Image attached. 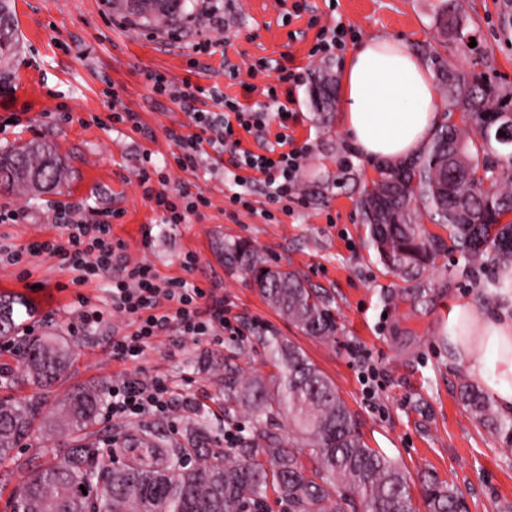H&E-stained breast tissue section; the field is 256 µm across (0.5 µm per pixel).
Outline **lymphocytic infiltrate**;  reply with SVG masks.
Returning <instances> with one entry per match:
<instances>
[{
  "instance_id": "lymphocytic-infiltrate-1",
  "label": "lymphocytic infiltrate",
  "mask_w": 512,
  "mask_h": 512,
  "mask_svg": "<svg viewBox=\"0 0 512 512\" xmlns=\"http://www.w3.org/2000/svg\"><path fill=\"white\" fill-rule=\"evenodd\" d=\"M275 70L278 83L285 92L268 87L266 95L275 101L280 133L275 145L264 153L240 149L237 131H262L266 127L265 112L244 106L237 99L224 94L218 86L204 88L184 81L180 90H172L165 76L153 75V89L160 94L174 93L181 102L195 128L194 133L168 130V137L178 146L172 168L142 166L137 181L145 198L153 201L167 224L186 223L190 216L200 214L210 201L204 191L187 189L170 193L168 185L173 171L192 172L197 169L204 147H211L216 156H228L233 169L232 179L238 192L228 197L230 214L252 211L247 187L261 183L267 191L269 207L262 213L266 221H275L277 213H290L293 207L303 205L298 191V171L303 151L294 147L293 138L286 131L293 111L289 106L295 89L305 75L302 68L283 64L270 65L258 60L252 72ZM220 104L221 109L210 112L198 108L201 99ZM84 205L73 202L53 209L50 222L57 233L47 240L22 244H0V263L18 265L31 258L46 255L57 259L68 270L74 285L81 286L111 276V307L107 311L89 308L88 298L78 295L81 308L78 321L71 323L79 333L93 323L107 317H123L126 332L113 337L112 356L123 362L142 358L146 347L162 336H177L199 342L205 339L222 341L225 333H237L224 307V294L217 288H201L181 278H160L153 265L146 261L129 262L123 255L124 245L112 236V224L102 219L89 221L83 216ZM172 402L164 378H125L113 382L109 389L106 414L112 419L137 420L150 414H165Z\"/></svg>"
}]
</instances>
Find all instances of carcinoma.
<instances>
[{"mask_svg": "<svg viewBox=\"0 0 512 512\" xmlns=\"http://www.w3.org/2000/svg\"><path fill=\"white\" fill-rule=\"evenodd\" d=\"M125 11L166 27L177 21L185 0L167 8L123 3ZM435 24L461 33L455 5L448 4ZM18 46L15 29L0 39V65H8ZM448 115L462 113L461 124L440 125L415 155L387 160L373 187L360 201L369 240L389 270L414 278L441 256L438 237L420 219L448 231L454 250L470 269H487L485 287L494 295L512 289V144L496 137L512 120V91L470 76L432 54ZM482 176H477V173ZM66 164L48 141H29L0 150V184L38 194L59 191ZM488 183L482 191L475 183ZM230 267L252 277L260 296L306 335L329 339L336 319L322 295L299 273L267 263L249 243H216ZM0 297V337L16 328V306ZM255 340L268 377L248 376L224 357V419L248 415L234 446L220 447L203 428L185 445L169 449L136 435L124 439L126 463L117 466L112 443L85 442L104 405L107 386L78 389L47 409V388L66 370L72 351L49 337L31 339L21 354L22 380L36 387L30 396L0 400V462L31 437L44 411L55 418L72 450L57 459L43 449L21 463L27 470L13 491V512H264L269 495L282 512H417L411 484L402 468L370 447L333 382L287 338L257 328ZM460 398L473 418L512 437V418L497 417L480 386L460 383ZM288 419V436L280 433ZM425 512H462L450 484L431 481L422 491Z\"/></svg>", "mask_w": 512, "mask_h": 512, "instance_id": "obj_1", "label": "carcinoma"}]
</instances>
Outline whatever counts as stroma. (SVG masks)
Here are the masks:
<instances>
[{
  "label": "stroma",
  "instance_id": "35a3bbf8",
  "mask_svg": "<svg viewBox=\"0 0 512 512\" xmlns=\"http://www.w3.org/2000/svg\"><path fill=\"white\" fill-rule=\"evenodd\" d=\"M20 50L12 73L0 86V147L34 138L51 141L68 165L60 192L32 196L0 188V209L20 207L17 224H0V240L24 243L51 237L47 222L56 205L83 202L85 217L111 215L112 235L123 241L129 261H149L160 276L182 277L204 288L224 290V305L237 317L240 335L223 343L157 339L135 363L114 361L113 336L122 322L108 320L73 333L79 312L70 276L45 256L27 265L0 264V295H20L29 304L22 321L40 336H56L73 346L75 357L51 388L49 400L63 402L76 387L112 383L130 376L168 379L174 392L171 412L119 423L98 417L96 429L121 440L131 434L160 433L169 447L184 443L203 426L221 436L224 387L217 363L234 354L248 374L265 375L259 347L249 343V328L268 326L300 346L331 379L370 447L381 449L407 471L413 488L426 476L454 485L467 512H512V444L476 423L459 396L467 369L449 358L444 313L467 302L478 316H495L511 306L486 293L487 272L466 270L458 253L447 251L419 278L405 281L378 260L360 217L359 200L372 186L374 162L347 136L339 109L324 112L313 90L322 77L339 80L355 45L370 37L402 40L422 59L439 52L450 64L512 85V0H456L466 26L462 36L440 37L434 19L446 0H302L307 10L283 23L278 0H233L229 22L214 54L196 52L204 25L202 0H186L185 13L173 27L157 29L144 22L125 24L112 0H12ZM343 23L350 32L345 45L325 61L308 55L322 25ZM261 58L309 66L310 75L295 92V121L289 133L305 145L299 170L304 206L280 215L278 223L260 215L266 190L250 187L254 213L229 216L225 198L235 186L204 160L193 172H176L172 188L204 190L211 205L188 223L165 224L143 197L136 173L143 157L157 166L171 162L176 145L171 128H194L182 106L155 93L147 75L156 72L179 84L183 80L267 108L261 133H240L243 149L260 153L279 131L275 108L263 88L275 83L268 71L251 76L248 67ZM239 67L238 80L224 75L225 65ZM254 92H246V85ZM135 112L142 125L101 126L113 108ZM71 113L73 122L63 119ZM249 241L265 258L295 270L329 299L336 335L321 341L305 335L271 308L251 287L248 277L226 266L215 252L218 239ZM196 262L184 269L185 254ZM359 347L377 373L373 399H366ZM53 446L43 428L0 464V512H12L11 494L21 483L18 464L37 449Z\"/></svg>",
  "mask_w": 512,
  "mask_h": 512
}]
</instances>
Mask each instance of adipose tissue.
I'll return each instance as SVG.
<instances>
[{
  "instance_id": "obj_1",
  "label": "adipose tissue",
  "mask_w": 512,
  "mask_h": 512,
  "mask_svg": "<svg viewBox=\"0 0 512 512\" xmlns=\"http://www.w3.org/2000/svg\"><path fill=\"white\" fill-rule=\"evenodd\" d=\"M343 125L369 158L416 154L436 125L434 79L404 43L369 38L347 57L340 81ZM448 347L504 412L512 413V316L481 317L468 304L446 316Z\"/></svg>"
}]
</instances>
